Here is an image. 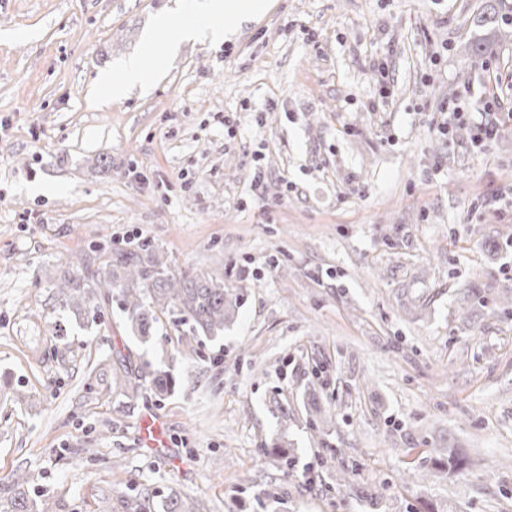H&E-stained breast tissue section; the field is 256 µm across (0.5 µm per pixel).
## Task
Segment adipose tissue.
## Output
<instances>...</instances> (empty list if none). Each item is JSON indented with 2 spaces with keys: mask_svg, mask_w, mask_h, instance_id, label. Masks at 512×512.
I'll use <instances>...</instances> for the list:
<instances>
[{
  "mask_svg": "<svg viewBox=\"0 0 512 512\" xmlns=\"http://www.w3.org/2000/svg\"><path fill=\"white\" fill-rule=\"evenodd\" d=\"M267 6V0H196V24L172 30L174 39L204 38L213 43L224 41L229 34L253 20ZM145 68L140 57H132L122 65L121 79L111 73L99 74L95 84L104 101L123 98L130 87L144 84Z\"/></svg>",
  "mask_w": 512,
  "mask_h": 512,
  "instance_id": "1",
  "label": "adipose tissue"
}]
</instances>
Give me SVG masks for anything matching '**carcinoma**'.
Instances as JSON below:
<instances>
[{
  "label": "carcinoma",
  "mask_w": 512,
  "mask_h": 512,
  "mask_svg": "<svg viewBox=\"0 0 512 512\" xmlns=\"http://www.w3.org/2000/svg\"><path fill=\"white\" fill-rule=\"evenodd\" d=\"M512 0H488V8L480 17L485 37L471 47V57L484 61L494 57L493 46L512 36ZM50 287L63 297L65 306L76 316L96 320L101 302L117 298L134 336L146 343L157 332L159 315L177 314V322L186 327L188 340L182 344L186 354L197 353L201 338L224 332L239 308L240 298L224 286V267L210 272L169 271L166 257L146 241H129L113 249L93 248L75 266L60 274H46ZM114 379L130 398L140 397L144 390L164 399L176 380L168 371H150L148 361L133 364L132 358L117 359ZM28 475L16 471L10 478L7 512H55L48 498L35 501L28 495ZM124 512H192L175 491L159 499L144 488H128L120 493Z\"/></svg>",
  "instance_id": "carcinoma-1"
}]
</instances>
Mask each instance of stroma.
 Wrapping results in <instances>:
<instances>
[{
	"mask_svg": "<svg viewBox=\"0 0 512 512\" xmlns=\"http://www.w3.org/2000/svg\"><path fill=\"white\" fill-rule=\"evenodd\" d=\"M486 4L269 0L230 39L160 58L145 31L193 0H0V512L19 469L58 512L132 483L195 512H512V316L495 304L512 125L485 149L439 130L450 101L484 119L495 85L512 107V40L468 52ZM139 52L149 86L97 105V75ZM129 238L175 273L223 264L242 302L199 355L173 315L142 343L117 303L92 324L42 284ZM471 287L486 303L465 314ZM129 352L175 391H89ZM147 415L164 447H144ZM451 442L464 466L432 474Z\"/></svg>",
	"mask_w": 512,
	"mask_h": 512,
	"instance_id": "stroma-1",
	"label": "stroma"
}]
</instances>
